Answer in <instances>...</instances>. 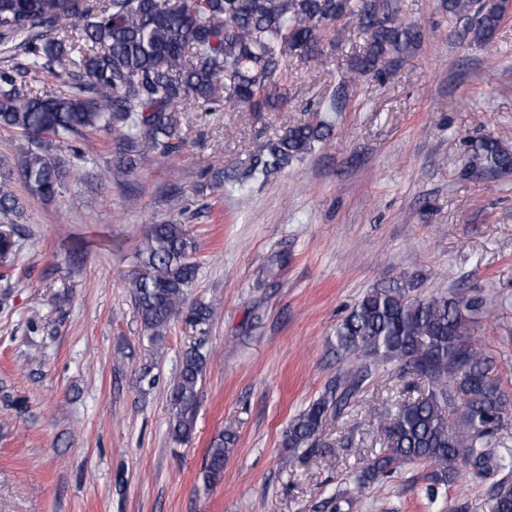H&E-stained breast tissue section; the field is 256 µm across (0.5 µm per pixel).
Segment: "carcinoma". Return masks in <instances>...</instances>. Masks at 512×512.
I'll list each match as a JSON object with an SVG mask.
<instances>
[{
    "label": "carcinoma",
    "instance_id": "obj_1",
    "mask_svg": "<svg viewBox=\"0 0 512 512\" xmlns=\"http://www.w3.org/2000/svg\"><path fill=\"white\" fill-rule=\"evenodd\" d=\"M461 23L459 37L486 47L506 17L505 0H440ZM401 0H0V51L21 56L23 69L0 70V129L27 142L17 171L0 173V262L17 250L20 181L42 201L61 196L85 176V156L75 138L103 131L129 151L146 140L168 158L180 151L178 112L194 107L216 112L233 104L268 112L284 101L280 86L289 66L324 56L325 37L338 22L356 25L364 37L355 58L362 75L383 77L421 40L420 29L401 15ZM71 61L65 93L22 96L21 72L52 71ZM228 82L220 83V78ZM334 122L298 123L250 154L242 171L220 172L243 182L255 173L272 176L330 138ZM480 167L494 176L512 174V148L486 136L472 143ZM186 225L153 224L134 253L143 273L133 281L141 344L161 349L172 322L184 320L199 337L183 350L169 390L175 409L170 434L189 438L213 310L190 300L198 266ZM396 280L368 291L336 326V350L359 361L341 368L322 395L289 425L282 445L307 452L321 448L327 426L355 403L371 372L390 364L427 383L387 420L383 451L357 475L360 486L398 472L408 463L436 466L426 494L435 503L462 470L486 477L512 466V449L500 433L512 422L507 395L492 378L491 360L470 337L478 299L451 292L411 295ZM155 365L140 368L142 392L158 382ZM235 435L222 433L207 450L202 479L209 486L224 472ZM491 512H512V477L492 486Z\"/></svg>",
    "mask_w": 512,
    "mask_h": 512
}]
</instances>
